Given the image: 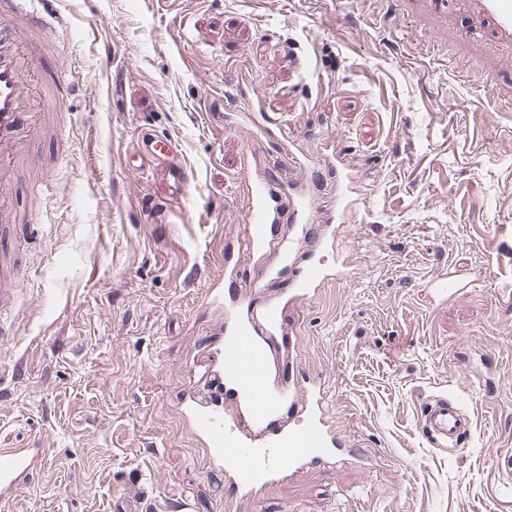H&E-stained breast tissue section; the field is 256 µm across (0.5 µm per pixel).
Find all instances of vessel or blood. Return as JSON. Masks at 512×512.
I'll list each match as a JSON object with an SVG mask.
<instances>
[{
	"instance_id": "obj_1",
	"label": "vessel or blood",
	"mask_w": 512,
	"mask_h": 512,
	"mask_svg": "<svg viewBox=\"0 0 512 512\" xmlns=\"http://www.w3.org/2000/svg\"><path fill=\"white\" fill-rule=\"evenodd\" d=\"M5 2V8H0V210L13 195L16 164L30 156L32 134L47 107L48 86L42 76L45 54L29 36L46 30L54 6V0ZM475 7L488 21L493 39L512 45V0H475ZM241 123L271 136L277 123L264 95L250 101ZM124 163L127 170L140 174L162 172L174 201L184 199L195 182L174 141L158 135L147 121ZM356 179L352 168L337 165V191L326 206L320 205L316 195L286 188L269 174L246 181L243 208L248 251H284L275 231L280 224L300 225L309 248L289 256L292 272L281 296L270 295L254 283L229 294L216 289L208 293L210 304L224 312L223 333L205 345L209 393L180 399L178 413L210 467L220 470L231 465L224 504L232 512H245L257 494L285 477L336 464L350 454H367L363 448L349 449L327 424L319 381L311 379L290 388L273 373L274 337L284 329L285 309L314 297L342 273L341 268L326 267L319 254L336 247L337 224L355 205L350 191ZM428 288L430 295L447 299L459 295L463 285L452 272L431 281ZM471 429L469 414L451 398L437 396L421 408L419 432L432 447H455L469 437ZM39 454L36 448H0V491L29 481Z\"/></svg>"
}]
</instances>
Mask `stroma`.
Wrapping results in <instances>:
<instances>
[{"instance_id":"35a3bbf8","label":"stroma","mask_w":512,"mask_h":512,"mask_svg":"<svg viewBox=\"0 0 512 512\" xmlns=\"http://www.w3.org/2000/svg\"><path fill=\"white\" fill-rule=\"evenodd\" d=\"M66 28L48 69L81 81L49 113L35 165L20 164L5 241L18 278L0 305V448H38L0 512H225L224 476L182 427L177 400L221 324L207 290L227 249L240 276L277 287L288 263L238 248L239 159L331 191L348 152L361 176L336 253L352 276L301 306L276 339L290 383L324 385L330 423L370 466L311 469L248 512H512V53L462 46L468 0H55ZM298 67H288L285 53ZM111 54L113 67L101 60ZM500 68L499 84L484 71ZM258 89L295 135L252 143L236 120ZM94 97H87V89ZM195 175L183 203L127 172L143 107ZM457 272L463 295L431 302ZM453 397L472 419L455 450L419 433L423 404Z\"/></svg>"}]
</instances>
